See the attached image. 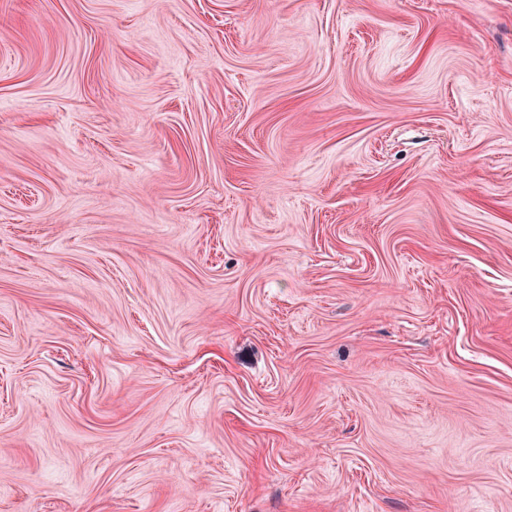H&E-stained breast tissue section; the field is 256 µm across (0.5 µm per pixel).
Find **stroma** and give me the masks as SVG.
<instances>
[{"label":"stroma","instance_id":"1","mask_svg":"<svg viewBox=\"0 0 512 512\" xmlns=\"http://www.w3.org/2000/svg\"><path fill=\"white\" fill-rule=\"evenodd\" d=\"M0 512H512V0H0Z\"/></svg>","mask_w":512,"mask_h":512}]
</instances>
